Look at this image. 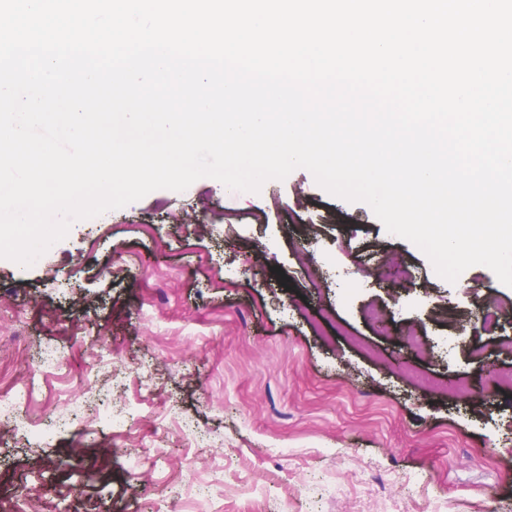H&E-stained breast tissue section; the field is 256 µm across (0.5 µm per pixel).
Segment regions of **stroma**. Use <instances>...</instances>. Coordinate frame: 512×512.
Here are the masks:
<instances>
[{"mask_svg":"<svg viewBox=\"0 0 512 512\" xmlns=\"http://www.w3.org/2000/svg\"><path fill=\"white\" fill-rule=\"evenodd\" d=\"M110 216L102 229L73 223L42 266L0 259V339L22 330L34 352L93 319L123 370L75 349L33 405L50 414L121 390L137 433L0 442V508L36 494L46 512L161 500L185 512L180 489L208 478L224 512H512V387L495 381L512 355L497 336H483L482 362L446 343L481 299L501 304L498 336L512 337V287L490 269L445 281L367 204L303 168L257 193L214 179L156 190ZM120 266L139 280L105 275ZM370 306L387 326L366 319ZM408 326L421 349L402 344ZM142 366L158 386L147 399ZM171 405L212 447L183 439Z\"/></svg>","mask_w":512,"mask_h":512,"instance_id":"35a3bbf8","label":"stroma"}]
</instances>
